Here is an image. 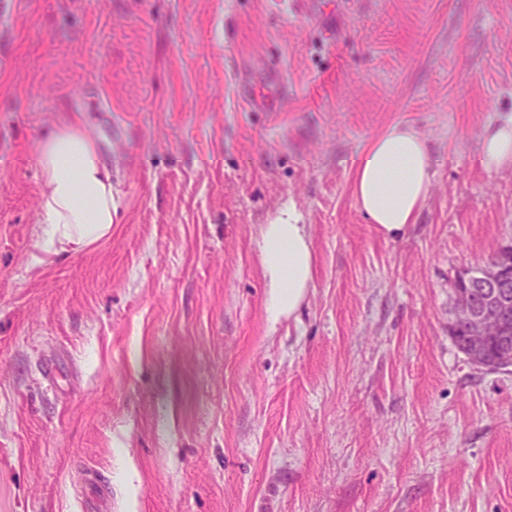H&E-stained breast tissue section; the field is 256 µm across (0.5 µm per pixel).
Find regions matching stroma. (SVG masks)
<instances>
[{
	"label": "stroma",
	"mask_w": 512,
	"mask_h": 512,
	"mask_svg": "<svg viewBox=\"0 0 512 512\" xmlns=\"http://www.w3.org/2000/svg\"><path fill=\"white\" fill-rule=\"evenodd\" d=\"M0 18V512H512V367L448 334L512 242V0H12ZM85 127L108 238L32 262L36 143ZM441 160L387 238L350 162L393 125ZM314 283L271 325L260 227ZM476 162L487 170L512 169V117L486 131Z\"/></svg>",
	"instance_id": "obj_1"
}]
</instances>
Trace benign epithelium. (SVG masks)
Returning <instances> with one entry per match:
<instances>
[{
	"mask_svg": "<svg viewBox=\"0 0 512 512\" xmlns=\"http://www.w3.org/2000/svg\"><path fill=\"white\" fill-rule=\"evenodd\" d=\"M451 326L466 331L460 343L475 364L484 365L491 351L498 367L512 366L511 261L497 252L478 281L466 274L456 281Z\"/></svg>",
	"mask_w": 512,
	"mask_h": 512,
	"instance_id": "7a95c632",
	"label": "benign epithelium"
}]
</instances>
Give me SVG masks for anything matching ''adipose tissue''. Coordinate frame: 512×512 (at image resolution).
I'll return each mask as SVG.
<instances>
[{
    "instance_id": "ef3b65f1",
    "label": "adipose tissue",
    "mask_w": 512,
    "mask_h": 512,
    "mask_svg": "<svg viewBox=\"0 0 512 512\" xmlns=\"http://www.w3.org/2000/svg\"><path fill=\"white\" fill-rule=\"evenodd\" d=\"M41 174L38 223L46 230L44 257L74 253L112 231V160L81 126L68 124L40 140L33 152ZM477 163L512 169V117L486 131ZM435 160L426 138L395 125L352 161L353 195L368 223L386 237L414 223L427 200ZM259 257L270 294V323L299 309L313 282V250L295 207L282 208L262 227Z\"/></svg>"
}]
</instances>
